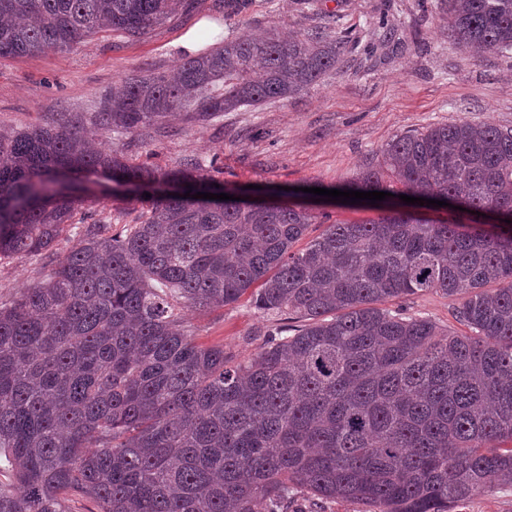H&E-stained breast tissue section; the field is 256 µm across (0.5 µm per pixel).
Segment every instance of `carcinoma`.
Masks as SVG:
<instances>
[{
    "mask_svg": "<svg viewBox=\"0 0 512 512\" xmlns=\"http://www.w3.org/2000/svg\"><path fill=\"white\" fill-rule=\"evenodd\" d=\"M193 0H0V58L112 31L138 38ZM448 34L512 52V0H448ZM350 36L245 31L176 75L127 78L94 111L0 130V259L50 267L0 299V456L15 484L0 512H289L293 491L374 512H450L512 481V132L454 121L400 135L351 189L423 197L493 224L395 211L330 224L283 195L245 201L199 163L175 170L105 151L175 111L208 122L296 97ZM95 175L147 209L75 217ZM151 197H146V194ZM68 232L76 243L58 242ZM461 299L458 335L382 304ZM294 316L238 361L202 346L182 312L236 304Z\"/></svg>",
    "mask_w": 512,
    "mask_h": 512,
    "instance_id": "1",
    "label": "carcinoma"
}]
</instances>
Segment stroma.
I'll return each mask as SVG.
<instances>
[{
    "instance_id": "1",
    "label": "stroma",
    "mask_w": 512,
    "mask_h": 512,
    "mask_svg": "<svg viewBox=\"0 0 512 512\" xmlns=\"http://www.w3.org/2000/svg\"><path fill=\"white\" fill-rule=\"evenodd\" d=\"M398 30V49L380 47L379 22ZM443 0H248L224 14L214 0H200L186 16L130 41L102 32L64 50L0 58V129L45 124L63 112L92 111L95 101L137 73L171 72L194 40L204 52L249 29L283 35L316 26L351 31L357 43L310 88L293 99L225 113L216 123L175 119L161 129L107 137L105 150L133 163L177 169L191 160H217L229 187L315 184L345 189L397 135L465 120L512 130V55L467 49L450 38ZM45 272L26 258L0 261V297L9 298ZM458 298L425 293L393 301V308L464 333L453 311ZM186 320L199 343L223 346L246 359L263 335L282 325L248 301Z\"/></svg>"
}]
</instances>
